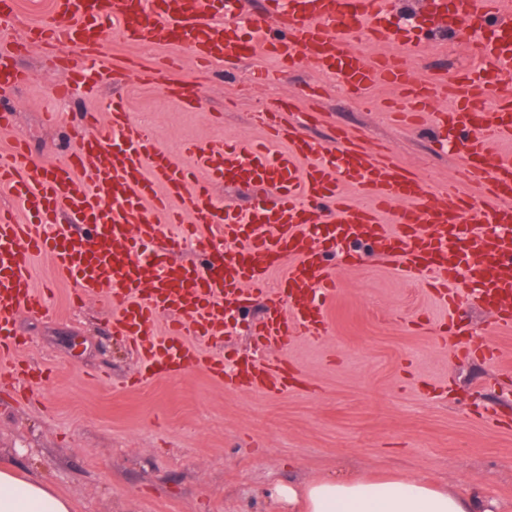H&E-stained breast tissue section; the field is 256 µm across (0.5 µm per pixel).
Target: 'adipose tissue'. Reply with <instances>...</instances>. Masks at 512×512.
I'll list each match as a JSON object with an SVG mask.
<instances>
[{
    "mask_svg": "<svg viewBox=\"0 0 512 512\" xmlns=\"http://www.w3.org/2000/svg\"><path fill=\"white\" fill-rule=\"evenodd\" d=\"M281 502L304 501L306 512H498L488 496L454 494L419 480L321 479L304 489L278 485ZM0 512H71L70 502L37 478L0 469Z\"/></svg>",
    "mask_w": 512,
    "mask_h": 512,
    "instance_id": "1",
    "label": "adipose tissue"
}]
</instances>
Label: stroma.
<instances>
[{"label":"stroma","mask_w":512,"mask_h":512,"mask_svg":"<svg viewBox=\"0 0 512 512\" xmlns=\"http://www.w3.org/2000/svg\"><path fill=\"white\" fill-rule=\"evenodd\" d=\"M476 51L474 41H446L425 53L416 73L452 74ZM59 56L41 44L24 51L18 62L30 83L0 88V104L15 114L11 128L0 129V162L19 137L34 161L65 160L84 114L108 122L120 98L133 130L180 164L188 142L263 139L254 112L290 97L313 138L362 135L367 147L388 146L436 184L463 175L461 148H436L429 124L393 122L384 109L390 88L363 99L305 67L284 83L272 77L279 68L272 58L243 62L230 76L219 63L204 75L185 48L128 43L111 29L90 93L71 85ZM128 61L152 80L115 81ZM173 80L193 83L200 110L170 94ZM64 86L70 95L61 100L54 91ZM49 111L56 121L46 120ZM358 250L327 304L325 337L300 340L285 355L304 387L277 396L238 390L194 367L124 387L139 363L109 332L111 303L74 304V283L48 256H33L31 276L46 308L22 315L18 331L32 340L25 358L47 368L51 381L28 406L0 390V466L45 481L73 512H292L272 497L274 485L374 476L490 496L512 512V328L492 330L488 312L471 303L463 333L444 334L440 299L366 245ZM267 308L256 298L229 313L222 340L201 339V352L249 356L251 326ZM487 337L500 362L467 355Z\"/></svg>","instance_id":"35a3bbf8"}]
</instances>
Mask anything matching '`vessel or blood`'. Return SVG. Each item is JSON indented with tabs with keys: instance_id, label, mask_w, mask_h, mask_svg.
I'll return each instance as SVG.
<instances>
[{
	"instance_id": "b4317fda",
	"label": "vessel or blood",
	"mask_w": 512,
	"mask_h": 512,
	"mask_svg": "<svg viewBox=\"0 0 512 512\" xmlns=\"http://www.w3.org/2000/svg\"><path fill=\"white\" fill-rule=\"evenodd\" d=\"M233 18L218 21L216 0H54L53 15L30 28L28 43L95 50L106 30L127 40L185 46L200 65L234 67L273 57L282 74L301 65L362 96L382 86L401 89L389 105L394 121L414 125L432 117L441 136L466 151L490 205L471 202L458 183L432 189L422 176L337 132L333 143L310 138L288 119L291 105L255 113L261 143L190 145L186 163L135 133L120 100L108 124L90 120L67 161L37 164L23 140L0 163V184L19 198L27 216L0 211V381L18 374L14 355L29 347L19 336L22 313L42 308L29 274L34 254L51 257L77 286V299H108L113 334L131 338L144 365L135 387L159 374L196 367L243 391L281 395L291 388L289 364L245 359L231 365L200 355L192 339L222 338L224 311L246 292L268 293L274 267L284 269L256 335L285 350L326 330L323 300L335 293L328 259L337 245L365 243L404 276L442 288L452 308L464 296L485 306L495 328H512V154L493 145L512 141V99L493 112L477 109L487 81L512 82V0H432L433 12L453 13L477 34L475 62L439 79L414 80L412 59L422 47L389 16L391 0H266L250 14L232 0ZM18 44L0 46V85L23 86L28 70L15 58ZM412 95H404V88ZM216 181L257 185L268 201L251 210L214 199ZM188 198V211L172 205ZM393 224H384L382 213ZM183 224L207 257L202 266L176 265L143 242L165 239L162 223ZM219 228L223 243L205 236ZM166 334H156L159 316Z\"/></svg>"
}]
</instances>
